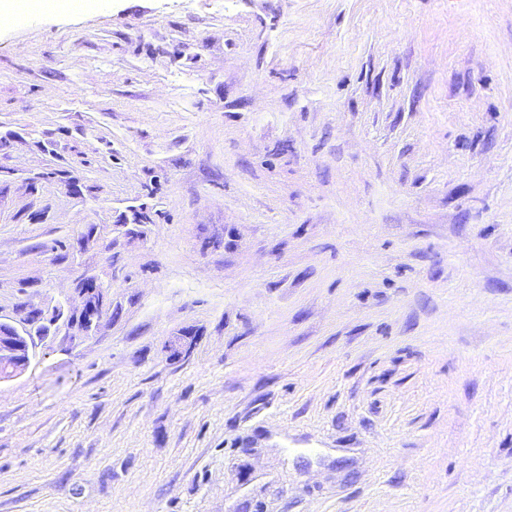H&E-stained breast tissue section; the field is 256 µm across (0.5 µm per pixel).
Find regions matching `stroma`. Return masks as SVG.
<instances>
[{
	"label": "stroma",
	"mask_w": 512,
	"mask_h": 512,
	"mask_svg": "<svg viewBox=\"0 0 512 512\" xmlns=\"http://www.w3.org/2000/svg\"><path fill=\"white\" fill-rule=\"evenodd\" d=\"M86 270L111 319L0 381V512H512V0L0 28V314Z\"/></svg>",
	"instance_id": "obj_1"
}]
</instances>
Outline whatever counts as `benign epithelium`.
<instances>
[{
    "label": "benign epithelium",
    "mask_w": 512,
    "mask_h": 512,
    "mask_svg": "<svg viewBox=\"0 0 512 512\" xmlns=\"http://www.w3.org/2000/svg\"><path fill=\"white\" fill-rule=\"evenodd\" d=\"M112 303L110 287L87 272L72 280V298L45 308L32 302L21 308L22 317L14 320L0 315V326H8L14 335L0 341V379H10L24 373L30 366L32 345L28 334L39 316H44V329L35 336L88 337L95 334Z\"/></svg>",
    "instance_id": "benign-epithelium-1"
}]
</instances>
